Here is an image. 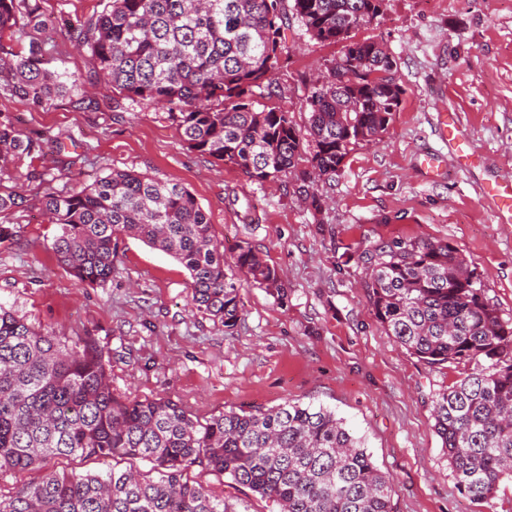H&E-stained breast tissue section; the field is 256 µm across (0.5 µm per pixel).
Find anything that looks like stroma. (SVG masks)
Masks as SVG:
<instances>
[{
	"mask_svg": "<svg viewBox=\"0 0 512 512\" xmlns=\"http://www.w3.org/2000/svg\"><path fill=\"white\" fill-rule=\"evenodd\" d=\"M286 36L289 60L271 73V90H255L253 99L256 107L290 112L301 128L309 81L339 49L317 44L295 20ZM354 36L384 46L404 94L380 140L355 147L335 179L318 183L317 194L329 201L318 213L298 198L292 177L252 181L187 149L167 109L124 98L95 78L91 55L63 29L40 33L54 67L81 86L39 109L0 95V112L45 138L37 167L47 173L31 182L20 164L0 180L26 199L0 214V224L18 232L0 244V305L45 333H93L114 392L132 399L166 397L200 419L287 401L335 411L390 476L394 512H512L511 482L479 504L461 494L433 428L436 394L467 367L427 366L387 336L355 255L356 247L397 237L450 243L512 319V223H500L480 192L487 181L512 177V0H384L381 16ZM440 112L455 116L473 165L462 170L451 157L431 179L421 163L438 147L432 118ZM115 169L187 187L225 251L251 246L276 266L287 299L243 288L242 319L225 333L193 305L187 271L127 235L117 240L111 280L80 284L51 249L55 228L41 198ZM114 466L150 469L139 460L58 457L45 469L1 479L0 491L47 470ZM188 475L235 512H271L228 477L198 466Z\"/></svg>",
	"mask_w": 512,
	"mask_h": 512,
	"instance_id": "1",
	"label": "stroma"
}]
</instances>
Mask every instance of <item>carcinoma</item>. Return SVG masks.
I'll return each mask as SVG.
<instances>
[{
	"label": "carcinoma",
	"instance_id": "carcinoma-1",
	"mask_svg": "<svg viewBox=\"0 0 512 512\" xmlns=\"http://www.w3.org/2000/svg\"><path fill=\"white\" fill-rule=\"evenodd\" d=\"M284 2L106 0L67 30L112 89L168 108L188 149L258 182L289 175L295 193L319 210L314 184L335 178L355 146L386 132L404 89L384 47L353 36L380 15L383 0H293L311 37L341 46L340 54L305 98V130L287 112L255 109L254 89H271L270 74L288 53ZM21 26L45 27L39 0H0V40ZM50 64L40 41L19 53L0 44V94L42 107L70 93L77 80ZM306 144L309 167L300 169ZM42 154L41 138L0 113V176ZM43 206L57 227L53 253L81 283L112 276L115 241L128 234L187 270L194 305L226 333L242 319L244 286L288 295L277 268L249 246H238L226 266L207 213L176 183L116 171L48 194ZM357 260L386 335L428 366H472L436 395L434 429L458 489L485 501L512 481V321L448 242L380 240ZM71 456L139 459L158 478L130 469L50 471L0 497V512H235L184 478L194 465L230 477L275 512H394L390 478L335 412L288 401L202 421L170 398L130 399L112 391L93 334L68 343L0 305V475Z\"/></svg>",
	"mask_w": 512,
	"mask_h": 512
}]
</instances>
